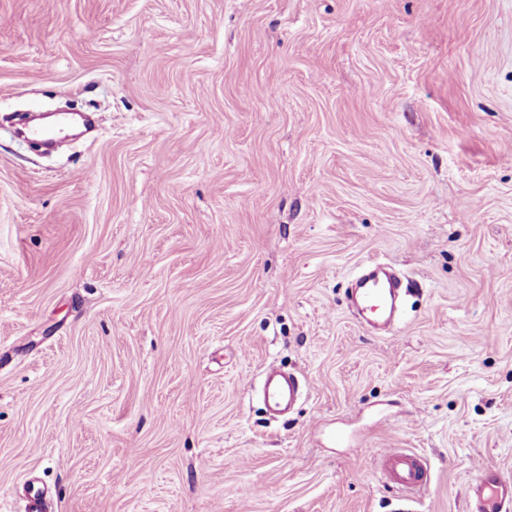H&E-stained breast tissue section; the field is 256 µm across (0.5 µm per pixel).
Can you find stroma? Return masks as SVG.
<instances>
[{
    "instance_id": "obj_1",
    "label": "stroma",
    "mask_w": 512,
    "mask_h": 512,
    "mask_svg": "<svg viewBox=\"0 0 512 512\" xmlns=\"http://www.w3.org/2000/svg\"><path fill=\"white\" fill-rule=\"evenodd\" d=\"M94 113L46 154L4 117ZM416 281L394 330L345 290ZM275 364L306 382L272 420ZM408 448L407 493L378 462ZM512 477V0H0V512H467ZM402 288L401 279L389 266L371 261L354 283L351 303L363 323L384 333L392 324ZM387 472L391 480L408 490H420L429 476L427 462L415 453L393 450L388 454ZM468 501L470 512H510L512 479L495 468H480L469 483Z\"/></svg>"
}]
</instances>
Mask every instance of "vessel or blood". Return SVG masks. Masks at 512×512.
Returning a JSON list of instances; mask_svg holds the SVG:
<instances>
[{"label":"vessel or blood","mask_w":512,"mask_h":512,"mask_svg":"<svg viewBox=\"0 0 512 512\" xmlns=\"http://www.w3.org/2000/svg\"><path fill=\"white\" fill-rule=\"evenodd\" d=\"M402 288L401 279L389 266L374 261L356 279L351 303L363 323L384 333L392 324ZM262 393L268 411L279 414L294 404L299 382L271 367L265 372ZM387 472L395 484L414 492L426 484L429 467L417 454L394 450L388 455ZM468 501L470 512H512V479L495 468H480L469 483Z\"/></svg>","instance_id":"1"}]
</instances>
